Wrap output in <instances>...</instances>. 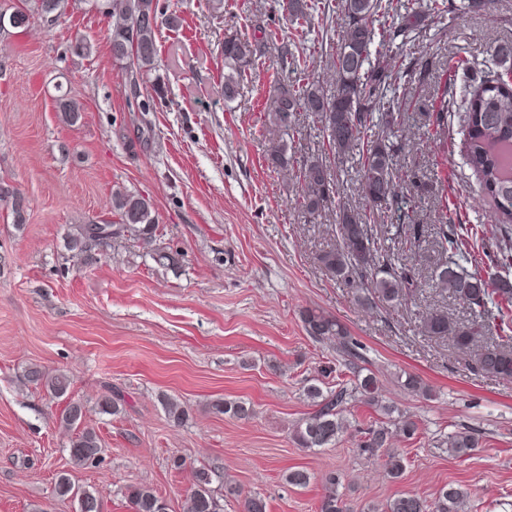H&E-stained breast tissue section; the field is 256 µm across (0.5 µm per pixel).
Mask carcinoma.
Segmentation results:
<instances>
[{
  "label": "carcinoma",
  "mask_w": 512,
  "mask_h": 512,
  "mask_svg": "<svg viewBox=\"0 0 512 512\" xmlns=\"http://www.w3.org/2000/svg\"><path fill=\"white\" fill-rule=\"evenodd\" d=\"M108 19L112 60L137 71L156 67L158 58L157 30L159 0H87ZM68 0H21L9 14L10 26L25 27L33 14L60 17ZM289 19L296 24L317 20L322 29L321 39L329 42V70L332 82L326 86L315 78H304L302 84L280 86L264 107L263 127L269 138L266 161L278 170L296 171L299 190L296 205L309 219L316 220L328 209L339 194V184L332 166L320 155L303 160L296 157L295 146L284 141L283 134L295 128L297 113L309 112L320 123L322 144L339 160L362 150L358 169L360 205L343 204L336 212L335 246L321 251L318 261L332 278L344 281L360 292L358 301L366 307L394 306L414 299L423 287L468 305L472 318L468 323L448 319L445 307L422 311V328L427 336L448 339L454 348L472 351L473 368L491 377L512 380V346L507 343H481L483 330L493 304L497 311L502 305L512 308V280L501 277L491 282L476 271H469L470 262L458 247L455 225L442 224L437 231L433 249L432 275L427 285L416 278V255L424 225L413 223L414 196L407 195L396 181L394 166L399 148L390 141L375 138L365 141L375 127L374 113L386 125L394 123L393 110L399 107L401 80L414 77L416 69H427L429 62L417 59L410 66L393 71L391 61L381 48L408 46L424 28L430 15L442 17L448 12L447 0H286ZM343 16L341 30L332 26L334 15ZM224 57V100L233 101L239 95V85L246 71L254 65L255 42L246 36L232 35L221 46ZM493 55L511 67L502 72L488 71L479 77L464 98L467 134L462 152L472 170L480 192L490 199L497 216L500 233L512 238V41L497 44ZM455 104L448 86L435 93L431 110L426 113L428 125L435 134L448 127V113ZM56 109L63 120L75 124L83 106L65 95L56 100ZM24 200L16 188L0 186V201L10 203L13 224L21 228L26 223L27 210L18 206ZM119 223L82 224L67 234L65 248L94 260L95 252L112 246V241L128 237L133 240H157L159 225L150 197L127 190L112 195ZM397 217L396 234H405L410 254L388 253L370 220L374 217ZM154 259L162 266L180 267L181 254L171 249H157ZM301 321L312 339L336 346L345 358L353 379L325 390L320 380L304 387L314 410L297 422L292 439L300 448L320 449L336 446L347 431L344 412L352 401L375 408L378 419L365 432L358 444L359 452L372 465L381 466L388 478L399 479L406 467L400 449L393 447L394 433L410 437L416 423L398 407L386 402L382 383L376 373L358 365L365 360L366 349L350 335L335 318L317 309L301 312ZM28 381L44 387L55 397H63L71 385L64 373L50 374L38 366L28 368ZM397 382L412 395L429 399L432 390L417 374L404 372ZM124 398L118 391L107 390L98 400L101 415L115 416L122 411ZM168 417L180 424L186 417L184 407L171 397H161ZM213 409L239 420L254 417L253 407L243 401L219 400ZM84 406L70 400L59 414L60 425L73 432L69 454L76 465L94 463L102 452L97 433L80 428ZM479 444L471 429H462L438 440L437 448L451 456L469 454ZM212 471L200 468L194 472V483L186 496L183 512H224V506L211 488ZM340 475L330 472L323 477L325 494L319 512H348L338 491ZM56 493L77 501L76 512H102L103 505L94 492L75 487L70 478L58 476ZM129 499L133 512H163V500L147 487L132 489ZM471 492L459 484H446L427 500L415 494L403 493L389 497L380 505L368 507V512H466Z\"/></svg>",
  "instance_id": "obj_1"
}]
</instances>
